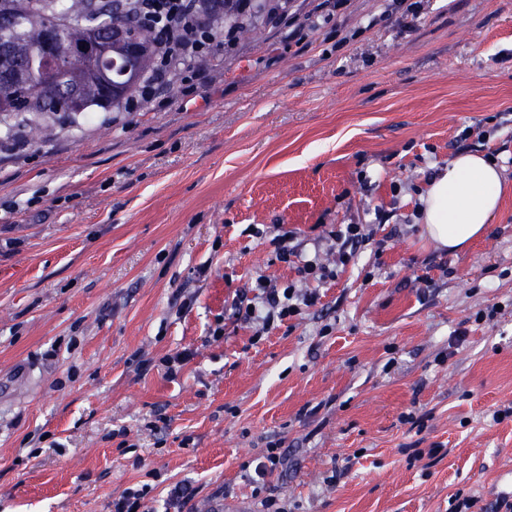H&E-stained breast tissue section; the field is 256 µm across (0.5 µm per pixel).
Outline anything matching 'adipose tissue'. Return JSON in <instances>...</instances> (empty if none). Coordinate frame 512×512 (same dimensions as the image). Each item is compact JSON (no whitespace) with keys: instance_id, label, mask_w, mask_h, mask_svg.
<instances>
[{"instance_id":"adipose-tissue-1","label":"adipose tissue","mask_w":512,"mask_h":512,"mask_svg":"<svg viewBox=\"0 0 512 512\" xmlns=\"http://www.w3.org/2000/svg\"><path fill=\"white\" fill-rule=\"evenodd\" d=\"M511 191L496 162L479 152L457 154L430 179L421 198L427 237L442 250H466L485 236Z\"/></svg>"}]
</instances>
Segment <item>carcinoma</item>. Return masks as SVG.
I'll return each instance as SVG.
<instances>
[{
	"instance_id": "1",
	"label": "carcinoma",
	"mask_w": 512,
	"mask_h": 512,
	"mask_svg": "<svg viewBox=\"0 0 512 512\" xmlns=\"http://www.w3.org/2000/svg\"><path fill=\"white\" fill-rule=\"evenodd\" d=\"M4 9L24 23L15 35L9 29L4 32L8 37L15 36L13 62L18 67L28 65L50 26L63 25L62 40L70 43L79 39L87 26L104 27L110 22L125 29L130 39L141 46L139 74L151 70L153 32L137 18L132 0H4ZM68 67L78 88L76 97L47 96L38 90V81L33 78L26 91L13 92L0 102V127L9 133L14 127L25 125L48 136L54 130L55 113L75 114L95 105L98 77L94 69L80 56L70 57Z\"/></svg>"
}]
</instances>
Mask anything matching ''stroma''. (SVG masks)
Here are the masks:
<instances>
[{"instance_id":"1","label":"stroma","mask_w":512,"mask_h":512,"mask_svg":"<svg viewBox=\"0 0 512 512\" xmlns=\"http://www.w3.org/2000/svg\"><path fill=\"white\" fill-rule=\"evenodd\" d=\"M382 5L349 0L299 46L238 34L205 81L171 73L164 105L18 127L24 147L0 153V512H110L149 471L157 500L196 487L191 512H267L249 477L272 440L287 512L512 493V192L457 255L417 219L460 152L512 179V0H424L409 32ZM477 124L485 142L461 140ZM374 207L389 220L319 304L253 341L236 291L297 274L246 227L284 225L310 257ZM183 348L166 378L156 360Z\"/></svg>"}]
</instances>
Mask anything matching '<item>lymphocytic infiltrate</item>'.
<instances>
[{
  "mask_svg": "<svg viewBox=\"0 0 512 512\" xmlns=\"http://www.w3.org/2000/svg\"><path fill=\"white\" fill-rule=\"evenodd\" d=\"M137 13L150 24L154 33L153 54L155 68L152 76L142 82L125 103L131 109L152 102L164 93L166 77L176 68H196L198 62L210 52L216 41L234 47L236 31L228 27L218 29L210 23L223 7L222 0H133ZM348 7V0H318L308 13H301L293 0H268L261 13H254L252 0H240L239 14L257 18L274 29H287L288 39L300 44L310 34L319 30L321 22L341 16ZM295 231L288 230L273 238L275 258L295 269L304 288L288 284L279 288L266 278H258L251 293H236L231 308L234 316L255 325L257 333L267 332L275 322L302 315L305 309L319 300L316 290L307 288V281L323 282L335 279L338 267L354 259L358 248L375 243L377 250H384V242H373L359 220L337 225L325 236V255L304 258L301 250L293 246Z\"/></svg>",
  "mask_w": 512,
  "mask_h": 512,
  "instance_id": "lymphocytic-infiltrate-1",
  "label": "lymphocytic infiltrate"
}]
</instances>
